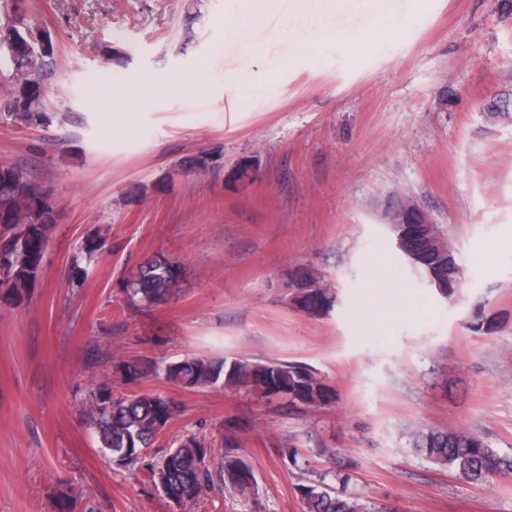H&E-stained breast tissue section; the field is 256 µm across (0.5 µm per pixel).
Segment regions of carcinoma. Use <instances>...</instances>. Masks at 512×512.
Here are the masks:
<instances>
[{
  "label": "carcinoma",
  "mask_w": 512,
  "mask_h": 512,
  "mask_svg": "<svg viewBox=\"0 0 512 512\" xmlns=\"http://www.w3.org/2000/svg\"><path fill=\"white\" fill-rule=\"evenodd\" d=\"M0 44L13 52L11 64L17 80L0 105H14L7 113L17 125H34L46 117L43 82L52 67L53 51L42 55L28 49L24 30L13 20L0 23ZM495 118L512 120V100L499 99L488 108ZM53 193L36 182L16 164H0V292L17 303L24 301L40 277L50 239L56 229ZM108 233L97 228L88 234L72 259L70 282H81L86 269L103 255ZM407 257L425 275L429 285L442 297L450 298L461 282V269L453 252L441 244L429 246L422 238L406 243ZM295 288L292 306L310 316H323L335 307L336 290L323 283L313 269L297 268L289 274ZM180 288V266L175 260L158 256L138 266L127 280L123 309L135 310L166 302ZM470 328L493 334L498 320L478 310ZM113 373L126 384L151 376L164 378L177 386L200 388L223 385L245 388L268 397L281 393L288 404L319 406L331 401L330 387L318 372L299 362H261L241 357L231 361L208 356L185 357L157 364L140 358L112 357ZM87 420L98 445L109 451L120 467L136 465L144 449L154 444L159 430L174 419L178 406L160 393L135 392L115 396L102 385L90 392ZM224 456L215 461L205 440L186 435L170 446L152 467L153 478L164 484L163 494L186 504L222 485L241 496L257 488L253 468L237 454L236 425L226 426ZM411 447L434 464L447 468L471 484H483L495 475H512V457L497 455L477 435L467 431L418 429L411 433ZM303 512H387L386 507H368L356 498L337 492L321 480L298 488Z\"/></svg>",
  "instance_id": "carcinoma-1"
}]
</instances>
